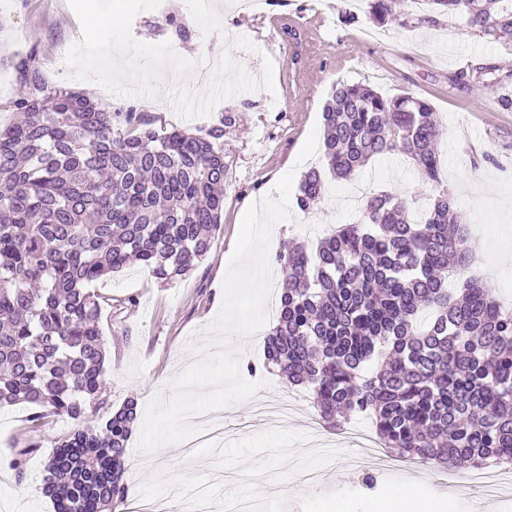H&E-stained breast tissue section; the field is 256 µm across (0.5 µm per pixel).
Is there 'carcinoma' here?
<instances>
[{
    "instance_id": "carcinoma-1",
    "label": "carcinoma",
    "mask_w": 512,
    "mask_h": 512,
    "mask_svg": "<svg viewBox=\"0 0 512 512\" xmlns=\"http://www.w3.org/2000/svg\"><path fill=\"white\" fill-rule=\"evenodd\" d=\"M423 23L459 15L512 43V0H428ZM395 0H370L377 23ZM14 107L0 128V408L34 406L38 421L79 423L57 440L43 492L56 512H107L126 497L136 402L101 423L87 404L107 387L99 304L87 285L132 260L169 282L209 252L224 213L228 163L219 140L239 113L205 136L163 135L143 112L114 111L62 85L35 58L18 62ZM323 163L338 180L377 159L404 157L436 194L370 192L359 217L310 247L275 254L285 277L265 366L309 386L332 429L372 417L383 448L405 460L473 468L512 463V308L477 278L448 291V271L474 259L464 216L441 187L432 105L338 81L323 112ZM324 193L303 177L306 212Z\"/></svg>"
}]
</instances>
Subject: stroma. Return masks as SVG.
Wrapping results in <instances>:
<instances>
[{
	"label": "stroma",
	"mask_w": 512,
	"mask_h": 512,
	"mask_svg": "<svg viewBox=\"0 0 512 512\" xmlns=\"http://www.w3.org/2000/svg\"><path fill=\"white\" fill-rule=\"evenodd\" d=\"M170 15L138 13L134 37L157 44L179 41L189 60L215 62L231 52L251 76H259L264 60L274 67L273 91L257 90L221 101L207 116L181 118L165 98L115 96L98 85L73 79L64 62L81 38L80 21L69 0H0V20L8 31L0 49L21 58L34 55L46 80L66 85L113 108L147 114L156 132L182 129L198 135L218 126L224 113L241 121L225 130L222 142L228 163L224 215L212 246L196 269L171 282H159L134 263L93 283L101 304L100 327L111 375L107 389L89 409L102 419L128 399L146 409L155 394L171 395L170 380L200 356L198 346L221 306L222 283L246 209L269 195L290 170L312 128L321 126V112L336 81L362 82L388 96L406 92L426 99L441 124L442 177L457 208L468 221L475 261L466 276H479L494 288L501 302L512 305V218H504L512 201V109L483 113L493 97L512 98V47L479 35L456 16L439 24L403 27L369 19L366 0H355L357 23L342 24L340 0H269L260 14L243 11L238 0H210L211 10L195 15L184 0H171ZM176 24H169V17ZM248 37L249 52L231 48L233 37ZM491 74L478 76L482 67ZM321 202L307 212L294 211L292 221L276 225L271 251L296 239L314 243L357 212L348 202L353 187L371 191L402 190L423 196L412 166L401 159L368 164L351 180L325 176ZM265 332L239 347L241 363L255 365L250 381H265L259 399L271 408L257 417L252 402L227 407L224 443L215 449L170 446L145 458L129 440L126 499L110 512H130L132 502L162 499L173 512H183L196 494L208 498L206 512H226L229 502L249 501L256 512H328L331 500L351 501L366 512L377 488H409L417 497L451 498L448 488L456 470L436 462L400 461L380 455L363 468L352 467L357 450L344 435L324 428L312 407L309 391L288 387L277 371L264 368ZM32 405L0 409V512H54L41 492L44 463L51 441L76 428V421L50 416L33 427ZM38 447L27 457L24 475L10 467L15 451L30 442ZM296 449L294 467H287L281 449ZM322 472L320 483L287 487L293 471ZM376 478L375 488L362 483Z\"/></svg>",
	"instance_id": "35a3bbf8"
}]
</instances>
